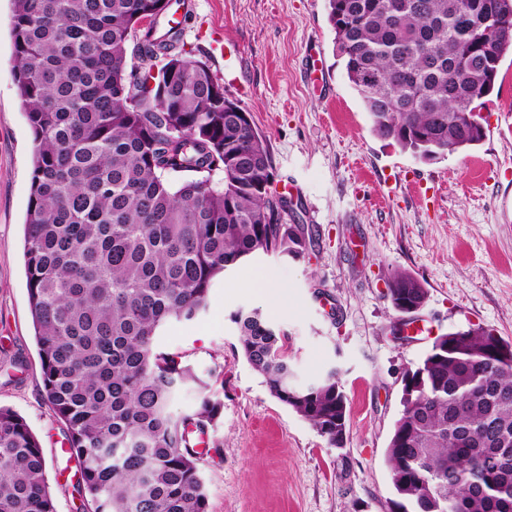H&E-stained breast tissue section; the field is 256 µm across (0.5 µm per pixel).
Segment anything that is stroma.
Segmentation results:
<instances>
[{
    "label": "stroma",
    "instance_id": "stroma-1",
    "mask_svg": "<svg viewBox=\"0 0 512 512\" xmlns=\"http://www.w3.org/2000/svg\"><path fill=\"white\" fill-rule=\"evenodd\" d=\"M13 0H0V407L23 417L47 462L56 512H81L78 474L55 448L63 426L42 397L23 258L33 136L13 80ZM176 25L263 137L286 223L308 248L257 253L210 290L206 312L159 337L200 378L217 371L224 409L202 455L209 512H389L386 448L405 374L434 336L479 325L512 345V54L480 110L474 148L424 163L375 136L336 55L327 0H178ZM427 290L414 325L387 275ZM260 310L284 333L294 380L340 372L343 448L271 395L233 321Z\"/></svg>",
    "mask_w": 512,
    "mask_h": 512
}]
</instances>
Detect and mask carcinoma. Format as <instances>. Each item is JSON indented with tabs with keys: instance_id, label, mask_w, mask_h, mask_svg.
I'll list each match as a JSON object with an SVG mask.
<instances>
[{
	"instance_id": "cac0c4a2",
	"label": "carcinoma",
	"mask_w": 512,
	"mask_h": 512,
	"mask_svg": "<svg viewBox=\"0 0 512 512\" xmlns=\"http://www.w3.org/2000/svg\"><path fill=\"white\" fill-rule=\"evenodd\" d=\"M160 0H13V76L33 134L27 289L43 398L74 452L87 512H208L198 440L219 392L156 350L170 322L207 309L214 280L254 254L298 257L286 202L251 121L220 82L154 26ZM337 56L372 132L422 162L472 132L489 72L512 51V0H328ZM135 43L139 64L129 63ZM224 173L213 186L211 175ZM401 314L412 275L387 279ZM271 394L339 448L338 369L292 390L285 337L233 316ZM195 404L171 413L183 392ZM390 512H512V346L481 326L438 335L403 386L386 449ZM26 422L0 408V512H56Z\"/></svg>"
}]
</instances>
